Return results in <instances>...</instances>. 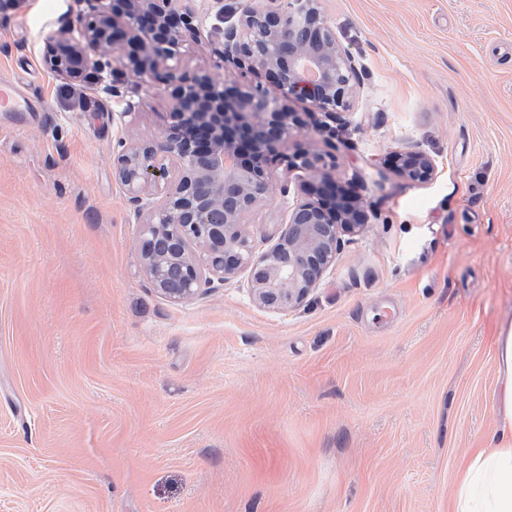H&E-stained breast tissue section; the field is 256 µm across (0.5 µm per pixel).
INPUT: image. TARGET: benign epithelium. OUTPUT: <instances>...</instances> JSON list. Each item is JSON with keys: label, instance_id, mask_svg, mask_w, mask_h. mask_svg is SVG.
Here are the masks:
<instances>
[{"label": "benign epithelium", "instance_id": "benign-epithelium-1", "mask_svg": "<svg viewBox=\"0 0 512 512\" xmlns=\"http://www.w3.org/2000/svg\"><path fill=\"white\" fill-rule=\"evenodd\" d=\"M81 30L62 18L47 38L44 64L80 79L112 71L148 86L174 87L171 122L157 139L112 146L115 174L143 227L142 269L166 298L182 301L249 271L248 288L267 307L290 308L318 287L341 249L342 236L366 223L361 196L336 178V116L350 106L356 69L336 39L320 0H211L209 72L189 73L179 61L201 39L197 0H78ZM234 70L228 84L213 73ZM274 77L271 97L253 78ZM298 101L310 111L290 106ZM327 150L306 142L280 154L289 137L310 130ZM277 159L306 174L303 197L288 209L286 228L260 254L242 218L272 193ZM433 159L413 145L402 177L433 179Z\"/></svg>", "mask_w": 512, "mask_h": 512}]
</instances>
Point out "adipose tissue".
<instances>
[{
  "label": "adipose tissue",
  "mask_w": 512,
  "mask_h": 512,
  "mask_svg": "<svg viewBox=\"0 0 512 512\" xmlns=\"http://www.w3.org/2000/svg\"><path fill=\"white\" fill-rule=\"evenodd\" d=\"M495 345L497 431L489 447L473 449L448 512H512V327L501 330Z\"/></svg>",
  "instance_id": "ef3b65f1"
}]
</instances>
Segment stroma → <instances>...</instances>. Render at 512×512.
Masks as SVG:
<instances>
[{"mask_svg": "<svg viewBox=\"0 0 512 512\" xmlns=\"http://www.w3.org/2000/svg\"><path fill=\"white\" fill-rule=\"evenodd\" d=\"M321 8L356 65L336 176L368 222L286 310L242 275L153 288L112 144L156 138L170 87L50 71L77 0L0 17V79L35 93L0 112V512H448L512 325V0ZM412 145L429 183L397 172ZM271 175L290 192L245 216L259 252L304 180Z\"/></svg>", "mask_w": 512, "mask_h": 512, "instance_id": "1", "label": "stroma"}]
</instances>
